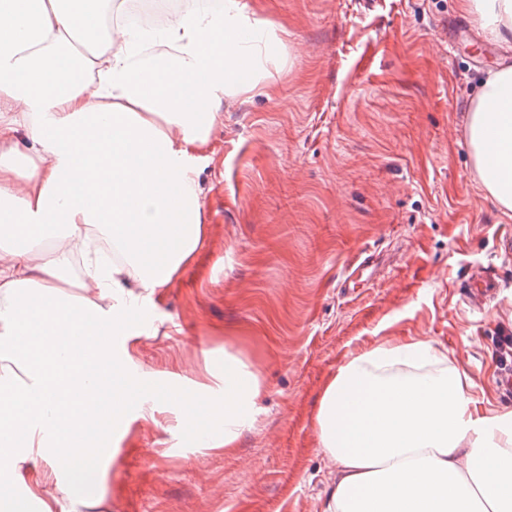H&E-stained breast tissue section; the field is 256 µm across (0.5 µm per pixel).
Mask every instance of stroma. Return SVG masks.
Returning <instances> with one entry per match:
<instances>
[{
    "mask_svg": "<svg viewBox=\"0 0 512 512\" xmlns=\"http://www.w3.org/2000/svg\"><path fill=\"white\" fill-rule=\"evenodd\" d=\"M286 58L271 94L225 102L196 163L203 240L128 320L132 368L96 512H322L332 464L314 423L337 367L369 345L431 343L465 372L482 411H512L492 338L512 327L511 231L482 189L466 111L498 57L458 0H246ZM371 266L342 281L357 252ZM475 269L499 288L484 310L456 302ZM262 384L233 453L197 443L167 398L214 385L225 353ZM160 407L157 420L141 407Z\"/></svg>",
    "mask_w": 512,
    "mask_h": 512,
    "instance_id": "stroma-1",
    "label": "stroma"
}]
</instances>
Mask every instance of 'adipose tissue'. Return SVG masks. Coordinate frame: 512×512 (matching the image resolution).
Masks as SVG:
<instances>
[{
    "label": "adipose tissue",
    "mask_w": 512,
    "mask_h": 512,
    "mask_svg": "<svg viewBox=\"0 0 512 512\" xmlns=\"http://www.w3.org/2000/svg\"><path fill=\"white\" fill-rule=\"evenodd\" d=\"M112 0H0V504L8 512H85L102 502L109 453L86 430L122 415L133 381L127 308L151 303L196 252L201 202L193 161L209 151L224 100L265 84L273 26L246 0H201L158 32L105 25ZM512 48V0H460ZM160 40L171 68L149 66ZM478 180L512 218V65L489 70L470 102ZM26 144H19V130ZM103 231L122 265L87 258L66 272L58 234ZM52 238L53 248L42 249ZM93 289L75 304L71 288ZM397 365L420 375L391 374ZM466 373L423 341L351 355L326 386L315 423L332 461L324 512H512V412L478 414ZM220 388L178 390L201 412L194 431L233 451L262 387L225 357ZM57 472L26 470L34 456ZM28 495H15L18 485Z\"/></svg>",
    "instance_id": "adipose-tissue-1"
}]
</instances>
